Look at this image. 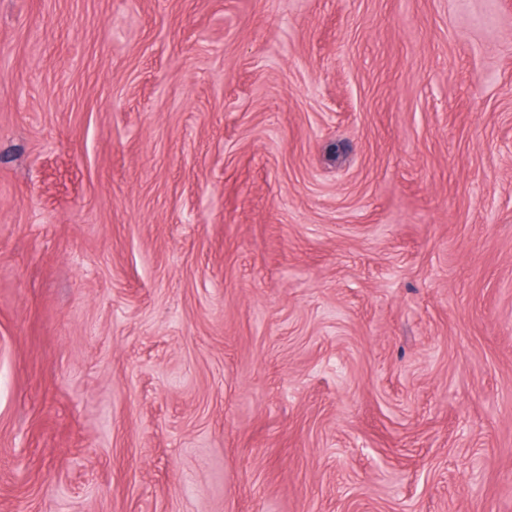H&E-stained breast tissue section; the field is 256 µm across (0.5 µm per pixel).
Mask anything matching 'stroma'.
<instances>
[{"label": "stroma", "mask_w": 512, "mask_h": 512, "mask_svg": "<svg viewBox=\"0 0 512 512\" xmlns=\"http://www.w3.org/2000/svg\"><path fill=\"white\" fill-rule=\"evenodd\" d=\"M0 512H512V0H0Z\"/></svg>", "instance_id": "obj_1"}]
</instances>
